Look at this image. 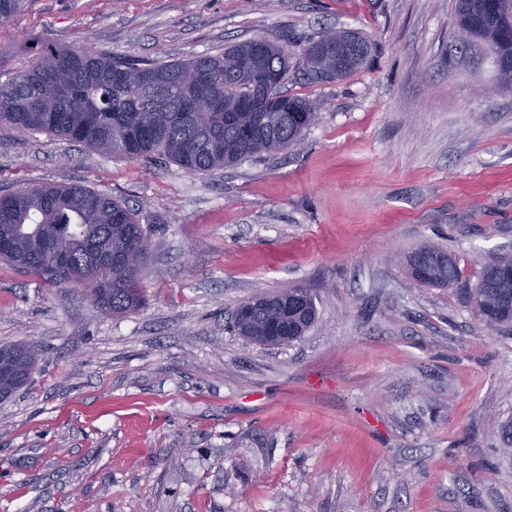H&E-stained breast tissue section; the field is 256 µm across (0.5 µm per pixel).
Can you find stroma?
Masks as SVG:
<instances>
[{
	"instance_id": "obj_1",
	"label": "stroma",
	"mask_w": 512,
	"mask_h": 512,
	"mask_svg": "<svg viewBox=\"0 0 512 512\" xmlns=\"http://www.w3.org/2000/svg\"><path fill=\"white\" fill-rule=\"evenodd\" d=\"M328 29L373 43L288 149L207 174L46 133H0V194L82 184L150 228L144 302L0 263V344L41 352L0 401V512H512V330L471 292L512 254V89L461 45L454 0H27L0 81L42 42L157 62L238 42L299 60ZM456 257L450 288L406 256ZM302 286L317 319L260 346L241 302ZM428 251L433 256L448 258V264L443 265L434 260L420 267H415L411 259L419 251ZM407 264L410 274L414 280L429 286H448L455 282L460 276V270L456 259H453L447 252L435 248H423L412 252L408 256Z\"/></svg>"
}]
</instances>
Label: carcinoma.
Here are the masks:
<instances>
[{"mask_svg": "<svg viewBox=\"0 0 512 512\" xmlns=\"http://www.w3.org/2000/svg\"><path fill=\"white\" fill-rule=\"evenodd\" d=\"M24 0H0V24ZM458 26L486 46L499 81L512 87V0H456ZM371 43L356 32H323L309 43L303 76L331 82L363 68ZM291 56L285 47L236 43L224 54L185 61L118 59L80 46L46 43L36 58L0 81V131L49 133L130 160L162 156L191 174L282 151L314 122L317 101L281 91ZM149 234L139 212L84 185H57L0 194V261L54 286L90 290L105 314H124L143 302L138 268L124 272L101 254L139 252ZM434 260L408 264L414 280L448 286L460 276L457 260L430 248ZM490 286L474 290L491 327L512 325V257L483 269ZM316 305L305 288L257 295L234 316L240 335L261 344L290 343L311 327ZM37 352L25 344L0 346V398L27 385Z\"/></svg>", "mask_w": 512, "mask_h": 512, "instance_id": "obj_1", "label": "carcinoma"}]
</instances>
